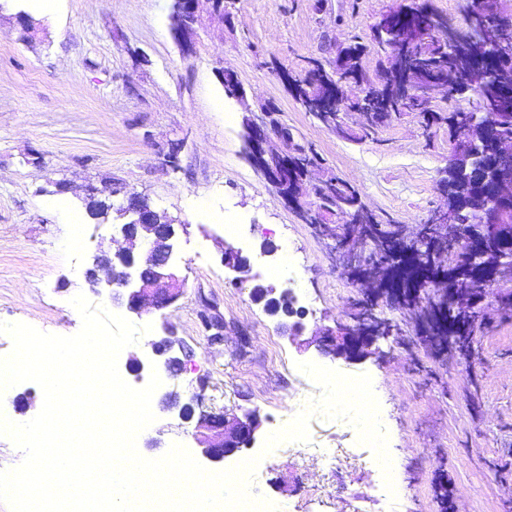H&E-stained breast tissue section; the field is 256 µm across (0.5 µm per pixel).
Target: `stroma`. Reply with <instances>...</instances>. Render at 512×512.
<instances>
[{
	"instance_id": "35a3bbf8",
	"label": "stroma",
	"mask_w": 512,
	"mask_h": 512,
	"mask_svg": "<svg viewBox=\"0 0 512 512\" xmlns=\"http://www.w3.org/2000/svg\"><path fill=\"white\" fill-rule=\"evenodd\" d=\"M401 0H235L230 24L198 32V53L183 58L170 31L171 0H60L47 16L38 0H0V323H26L57 335L76 334L82 320L72 306L82 294L151 331L126 347L143 357L164 323L186 349L182 366L160 372L153 394L155 420L139 446L160 458L173 444L194 449V424L164 393L202 396L205 410L259 414L258 443L320 394L299 366L311 362L350 376L369 375L384 407L389 447L404 455V494L380 502L367 449L353 445V426L313 414L305 442L284 441L267 453L251 490L280 512H512V310L496 280L475 303L479 314L471 362L447 361L438 378L414 373L435 364L421 323L397 302L375 298L372 309L388 327L375 352L346 362L300 350L283 335L278 317L250 298L224 267V229L212 213L225 211L245 226L241 249L254 273L269 280L284 255L296 259L293 288L307 317L306 337L352 326L370 284L355 282L340 265L335 239L301 223L273 196L243 156L242 112L216 73L233 71L249 103L268 101L296 142L316 151L314 181L339 178L355 186L370 211L397 223H425L441 203L440 179L451 147L448 129L424 130L409 112L353 140L357 113L343 114L344 132L323 127L288 92L284 73L308 59L334 58L359 42L362 65L375 74L379 57L371 28ZM30 17L37 31L23 42L17 30ZM177 166H170V152ZM111 190L113 207L124 191L142 195L158 212L183 224L174 259L187 281L184 296L165 310L126 314L85 278L98 249L116 250V227L91 219L84 188ZM275 247L262 256L263 244ZM224 320V340L208 341L204 304ZM43 393L23 382L0 395V410L24 423L41 410ZM336 451L335 467L321 460Z\"/></svg>"
}]
</instances>
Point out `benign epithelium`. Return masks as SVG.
I'll use <instances>...</instances> for the list:
<instances>
[{"instance_id":"1","label":"benign epithelium","mask_w":512,"mask_h":512,"mask_svg":"<svg viewBox=\"0 0 512 512\" xmlns=\"http://www.w3.org/2000/svg\"><path fill=\"white\" fill-rule=\"evenodd\" d=\"M208 3V17L221 20L232 17L230 0H208ZM198 4L199 0H172V11L182 21L181 27L173 32V37L184 58L196 54L192 31L196 25L202 24ZM470 16L466 28L445 25L434 30L435 37L446 44L450 51L457 45L469 44L475 49L488 45L487 31L476 24L473 19L475 13H470ZM395 21V12L389 10L381 15L373 28V36L386 56L387 76L390 75L391 64L402 54V49L419 38L414 30L399 31ZM217 72L227 89V96L236 99L245 112V127L249 134L244 149L247 160L261 173L273 195L289 206L298 220L304 224L324 223V210L311 208L305 201L307 194H299L290 188L296 181H305L310 177L311 167L297 165V159L306 156L304 147L294 142L288 127L256 122L237 75L222 67ZM401 91L415 104V108L429 109L434 100L445 102L451 95L463 96L467 87L446 76L422 77L407 71L402 77ZM504 111L512 112V91H501L496 99L486 101L470 112L469 133L463 152L470 168L474 190L469 195L463 192L452 196L443 193L441 206L432 219L433 223L442 225L448 236H454L455 216L462 213L471 216L473 206L469 197L478 199V209L482 214L481 225L466 232L468 248L477 257L481 254L487 232L512 221V139H495V126L488 117L491 112ZM464 179L460 156L454 153L444 171L443 182H461ZM138 198L140 195L128 193V204L117 210L118 216L130 217V221L120 225V233L128 246L113 254L105 251L97 254L92 267L86 271V278L93 288L108 291L110 297L124 305L128 312L140 316L153 309L161 310L175 304L182 295L184 281L175 274L173 261V241L179 225L172 222L142 223L139 211L129 205V201ZM223 260L224 267L234 273L235 281L244 284L257 279V275L252 273L249 258L228 243L223 245ZM511 268L512 255L503 254L496 267L486 273L479 267L473 271V275L485 282L498 270ZM250 297L254 302L264 304V308L273 315L281 312L287 317L297 316V319L282 322L280 326L292 340L304 335L306 325L302 312L298 309L289 312L280 309V303H292L288 291L280 292L271 285L251 289ZM203 323L206 330L211 332L210 340H221L224 324L219 317L206 313L203 315ZM378 336L379 332L374 325L359 319L355 325L340 333L325 330L319 336L316 346L319 352L335 359L358 361L370 354ZM148 346L151 350L148 363L160 365L169 373L181 365L182 360L175 350V341L171 339L170 332H165L158 340L149 341ZM260 427L258 415L252 412L240 416L227 410L219 414L202 410L195 421L196 439L201 453L214 463H220L250 448Z\"/></svg>"}]
</instances>
